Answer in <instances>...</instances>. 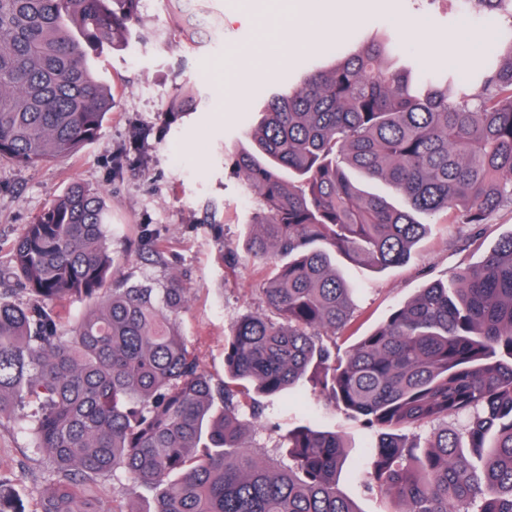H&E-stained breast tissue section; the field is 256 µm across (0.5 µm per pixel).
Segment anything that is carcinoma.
Masks as SVG:
<instances>
[{"label": "carcinoma", "mask_w": 512, "mask_h": 512, "mask_svg": "<svg viewBox=\"0 0 512 512\" xmlns=\"http://www.w3.org/2000/svg\"><path fill=\"white\" fill-rule=\"evenodd\" d=\"M143 0H0V161L20 167L96 141L112 85L96 74L128 49ZM182 27L189 0H167ZM491 14L500 37L476 69H423L402 36L382 34L269 97L232 153L258 195L249 258L275 267L269 313L244 315L224 340V378L203 373L173 315L191 289L112 276L103 193L71 184L15 240L0 292V417L34 406L26 432L44 455L35 512H135L97 492L126 477L153 491L150 512H359L336 487L345 444L314 422L288 426V466L249 449L245 416L306 381L374 433L366 486L391 512H512V233L478 266L423 289L336 357L352 316L342 254L373 267L408 260L433 218L479 231L512 207V0H453ZM197 108L185 91L168 114ZM403 196L398 207L352 174ZM142 253L162 246L139 230ZM85 312L68 326L56 303ZM469 416L424 443L401 431ZM0 512H26L0 485Z\"/></svg>", "instance_id": "obj_1"}]
</instances>
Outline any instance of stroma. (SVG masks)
<instances>
[{
  "instance_id": "35a3bbf8",
  "label": "stroma",
  "mask_w": 512,
  "mask_h": 512,
  "mask_svg": "<svg viewBox=\"0 0 512 512\" xmlns=\"http://www.w3.org/2000/svg\"><path fill=\"white\" fill-rule=\"evenodd\" d=\"M203 7L223 15V44L173 37L166 0H143L134 49L102 58L116 98L102 135L72 157L39 166L0 162V268L9 266L12 245L25 225L71 183L105 189L115 276L151 282L176 276L186 282L192 293L175 316L178 329L199 368L219 379L224 375V337L242 315L266 313L262 286L272 272L246 252L259 199L236 174L231 152L244 141L262 101L308 71L326 68L332 46L324 41L311 51L278 47V22L295 9L296 0H205ZM411 17L435 32L497 31L492 18L449 8L448 0H365L362 19L344 35L343 53ZM190 88L199 95L196 111L167 123L170 102ZM138 131L145 134L139 150L129 151L123 170H115L113 158L129 150ZM143 224L160 237L161 261L143 259L134 249ZM511 233L512 208L505 207L466 242L456 227L431 225L409 260L397 267L380 270L337 256V269L355 290L354 319L337 335L338 348L349 349L423 288L480 262ZM311 395L308 388L284 394L253 422L247 442L258 458L280 459L286 424L299 418ZM317 419L349 446L339 477L341 491L359 512H390V501L363 485L359 463L368 432L324 400L317 405ZM42 466V455L30 448L14 417L0 418V481L11 484L24 505L34 502Z\"/></svg>"
}]
</instances>
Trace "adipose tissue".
Here are the masks:
<instances>
[{
	"mask_svg": "<svg viewBox=\"0 0 512 512\" xmlns=\"http://www.w3.org/2000/svg\"><path fill=\"white\" fill-rule=\"evenodd\" d=\"M363 0H307L286 24L288 42L303 48L314 47L317 43L342 37L347 28L359 22L363 16ZM402 30L414 40L420 49H428L435 41L448 42L457 49L470 53L484 34L472 29L463 35L435 34L416 18L401 22Z\"/></svg>",
	"mask_w": 512,
	"mask_h": 512,
	"instance_id": "ef3b65f1",
	"label": "adipose tissue"
}]
</instances>
